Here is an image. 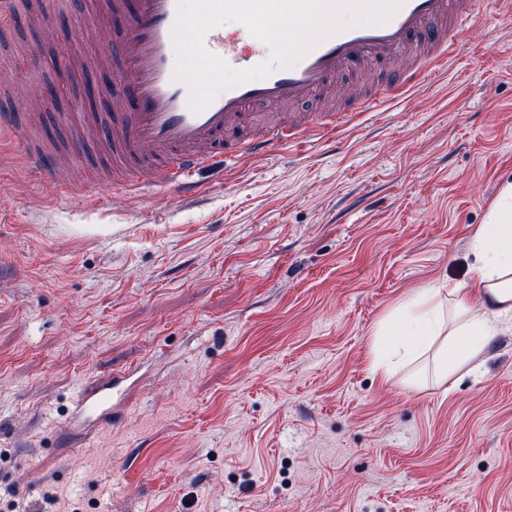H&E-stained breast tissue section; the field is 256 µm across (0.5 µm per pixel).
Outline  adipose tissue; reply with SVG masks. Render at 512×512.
<instances>
[{
  "label": "adipose tissue",
  "mask_w": 512,
  "mask_h": 512,
  "mask_svg": "<svg viewBox=\"0 0 512 512\" xmlns=\"http://www.w3.org/2000/svg\"><path fill=\"white\" fill-rule=\"evenodd\" d=\"M471 253L480 295L450 284L415 291L374 333V373L407 382L443 384L469 368L512 323V183L505 184L474 233Z\"/></svg>",
  "instance_id": "ef3b65f1"
}]
</instances>
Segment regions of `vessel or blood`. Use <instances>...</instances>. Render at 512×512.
<instances>
[{
    "label": "vessel or blood",
    "instance_id": "b4317fda",
    "mask_svg": "<svg viewBox=\"0 0 512 512\" xmlns=\"http://www.w3.org/2000/svg\"><path fill=\"white\" fill-rule=\"evenodd\" d=\"M480 5L481 0H403L386 23L333 33L294 65L225 88L196 112L189 104L188 85L174 77L178 0H87L91 14L107 15L116 23L112 61L101 69L98 97H119L129 106L128 111L113 113L109 124L96 127L95 138L108 148L112 166L137 162V174L163 179L178 196L190 197L196 192L192 176L217 161L261 157L277 147L304 144L312 135L336 139L353 115L376 111L386 100L404 96L442 69L463 45ZM22 10L45 28L63 12L64 0H0V29L8 28ZM202 42L238 69L245 59L258 64L271 52L243 26L231 37L223 27L212 28ZM371 62L379 66L382 94L361 96L340 109L312 112L260 133L250 131L252 106L281 109L310 100L333 86L340 74ZM16 107L12 76L1 71L0 135L16 133ZM124 383L121 376L87 381L75 400L73 418L98 427L112 424Z\"/></svg>",
    "mask_w": 512,
    "mask_h": 512
}]
</instances>
